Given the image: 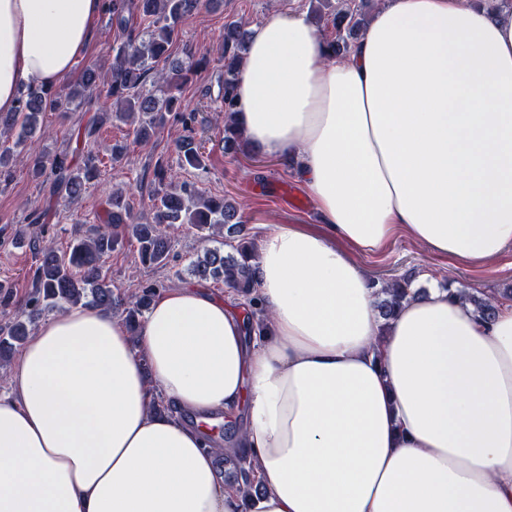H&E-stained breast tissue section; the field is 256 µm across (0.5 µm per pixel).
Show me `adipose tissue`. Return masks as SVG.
Here are the masks:
<instances>
[{"label":"adipose tissue","instance_id":"adipose-tissue-1","mask_svg":"<svg viewBox=\"0 0 512 512\" xmlns=\"http://www.w3.org/2000/svg\"><path fill=\"white\" fill-rule=\"evenodd\" d=\"M106 0H0V112L57 86ZM238 126L296 176L321 232L260 241L263 335L198 287L155 298L138 336L69 306L0 396V512H512V299L460 289L389 322L377 255L398 235L449 261L512 248V0H383L346 57L306 13L251 29ZM161 391L188 421L152 415ZM238 440L262 492L223 480L205 428Z\"/></svg>","mask_w":512,"mask_h":512}]
</instances>
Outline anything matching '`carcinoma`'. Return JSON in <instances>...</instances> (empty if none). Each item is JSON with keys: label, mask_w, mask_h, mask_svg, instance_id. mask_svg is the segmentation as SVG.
Listing matches in <instances>:
<instances>
[{"label": "carcinoma", "mask_w": 512, "mask_h": 512, "mask_svg": "<svg viewBox=\"0 0 512 512\" xmlns=\"http://www.w3.org/2000/svg\"><path fill=\"white\" fill-rule=\"evenodd\" d=\"M200 0H112L109 9L112 24L126 31L129 15L137 12L150 19V25L138 35H129L112 57V64L104 70H85L62 94L51 89L28 87L27 98L19 99L14 112L0 113V136L16 135L20 145L32 139L40 118L47 111L72 106L78 108L87 94L108 86L115 112H104L85 131V138H93L101 125L112 118L136 124L137 143H149L156 128L169 112L180 110L178 99L153 93L151 86L159 82L153 76V63L166 55L178 25L199 6ZM371 0H349L335 6L332 0H323L327 11H315L319 27L332 26L335 36L325 38L326 46L337 56L346 55L351 44L366 27ZM250 31L243 20L224 25L221 58L224 59V82L221 102L224 105V152L228 153L243 141V133L236 127L232 114L238 111L236 89L240 67L249 40ZM183 166L200 168L204 155L194 137L187 135L177 144ZM98 158L87 155L82 164L74 166L66 154L50 156L40 153L33 158L32 173L40 177L54 176V192L73 200L85 186L97 177ZM157 187L151 194L152 221L141 223L134 216L121 192L109 199L108 222L87 238L72 241L68 250L58 251L50 245L35 248L32 270V290L15 318L0 326V359H6L30 335L31 327L43 312L65 306L91 305L121 312L130 332L140 327V319L157 295L158 285L148 283L133 299L124 302L114 296L108 280L106 262L112 251L125 237L136 243L141 264L148 267L166 265L172 250L170 230L178 224H188L202 238L210 240L226 232L219 245L190 260L188 268L200 281L221 282L249 301H254V264L256 257L253 239L244 216L236 202L228 197H205L195 187L172 179L163 162L154 169ZM413 275L405 274L386 282L377 293L379 317L391 320L412 286ZM466 295L483 319H491L495 308L481 292L466 291Z\"/></svg>", "instance_id": "obj_1"}]
</instances>
